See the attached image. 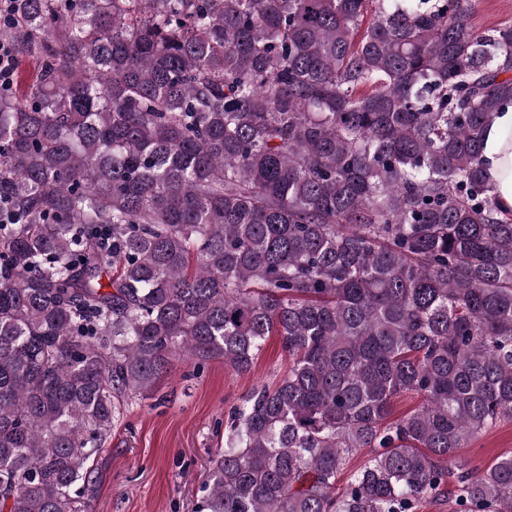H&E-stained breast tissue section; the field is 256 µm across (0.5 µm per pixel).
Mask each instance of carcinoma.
I'll return each instance as SVG.
<instances>
[{
	"label": "carcinoma",
	"instance_id": "1",
	"mask_svg": "<svg viewBox=\"0 0 512 512\" xmlns=\"http://www.w3.org/2000/svg\"><path fill=\"white\" fill-rule=\"evenodd\" d=\"M16 6L38 72L0 87V512H75L121 402L271 335L288 371L232 410L195 512H512V455L457 458L512 421L482 161L512 26L474 0ZM472 22L477 28L512 26V0H475Z\"/></svg>",
	"mask_w": 512,
	"mask_h": 512
}]
</instances>
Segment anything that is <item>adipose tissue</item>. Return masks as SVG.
Listing matches in <instances>:
<instances>
[{
    "label": "adipose tissue",
    "instance_id": "adipose-tissue-1",
    "mask_svg": "<svg viewBox=\"0 0 512 512\" xmlns=\"http://www.w3.org/2000/svg\"><path fill=\"white\" fill-rule=\"evenodd\" d=\"M485 172L500 216L512 217V101L501 104L484 134Z\"/></svg>",
    "mask_w": 512,
    "mask_h": 512
}]
</instances>
